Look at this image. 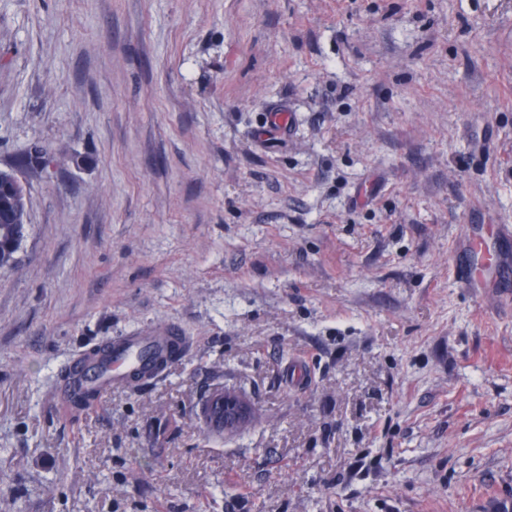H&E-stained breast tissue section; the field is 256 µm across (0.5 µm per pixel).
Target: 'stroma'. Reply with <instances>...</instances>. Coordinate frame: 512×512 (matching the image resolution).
Segmentation results:
<instances>
[{"label": "stroma", "instance_id": "stroma-1", "mask_svg": "<svg viewBox=\"0 0 512 512\" xmlns=\"http://www.w3.org/2000/svg\"><path fill=\"white\" fill-rule=\"evenodd\" d=\"M287 107V137L255 131ZM47 167L20 166L32 144ZM0 512H486L512 496V0H0ZM180 324L151 383L76 354ZM254 401L208 435L210 392ZM0 180H2L6 187L10 188L19 198L27 200V189L21 178L18 176L14 168L2 169L0 168ZM0 185V213L2 207L11 206L14 200L12 191ZM27 224H10L0 221V268L15 265V254L25 236ZM488 259L479 247H472L456 259L460 278L468 288H482L484 267ZM190 346L188 336L169 323L115 336L105 345L74 357L63 379V401L83 397L79 400L83 402L89 393L111 386L138 388L159 378L167 368L164 366Z\"/></svg>", "mask_w": 512, "mask_h": 512}]
</instances>
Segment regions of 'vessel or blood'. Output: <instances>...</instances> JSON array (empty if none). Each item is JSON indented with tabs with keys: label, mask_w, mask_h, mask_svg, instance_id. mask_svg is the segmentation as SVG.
Here are the masks:
<instances>
[{
	"label": "vessel or blood",
	"mask_w": 512,
	"mask_h": 512,
	"mask_svg": "<svg viewBox=\"0 0 512 512\" xmlns=\"http://www.w3.org/2000/svg\"><path fill=\"white\" fill-rule=\"evenodd\" d=\"M290 128L285 109L277 107L268 112L257 134L259 138L269 140L287 136ZM486 263L485 254L478 247L457 257L458 273L467 287H481ZM190 345L189 338L180 328L169 323H158L135 333L114 337L105 345L74 357L63 379V400L68 403L112 386L140 387L159 378L166 364L173 357L184 354ZM223 413L221 392L207 395L199 408V415L208 434L223 436Z\"/></svg>",
	"instance_id": "b4317fda"
}]
</instances>
